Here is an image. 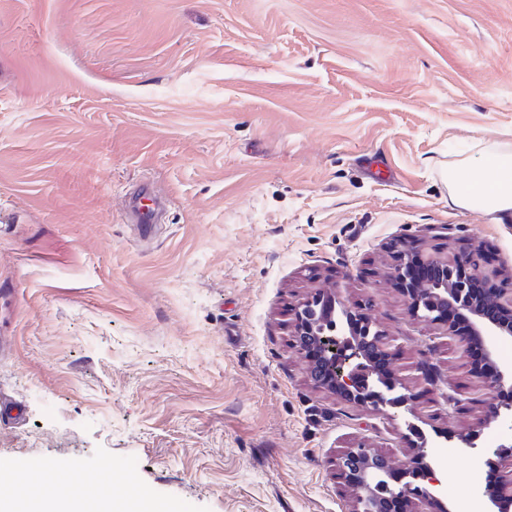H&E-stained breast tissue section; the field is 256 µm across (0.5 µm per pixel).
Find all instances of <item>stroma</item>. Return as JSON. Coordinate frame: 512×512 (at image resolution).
I'll list each match as a JSON object with an SVG mask.
<instances>
[{
    "instance_id": "35a3bbf8",
    "label": "stroma",
    "mask_w": 512,
    "mask_h": 512,
    "mask_svg": "<svg viewBox=\"0 0 512 512\" xmlns=\"http://www.w3.org/2000/svg\"><path fill=\"white\" fill-rule=\"evenodd\" d=\"M481 140L512 146V0H0V460L172 512H355L334 461L363 444L475 512L496 392L393 272L512 291V221L442 177ZM318 297L369 319L402 404L314 383Z\"/></svg>"
}]
</instances>
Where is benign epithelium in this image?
I'll return each instance as SVG.
<instances>
[{
    "label": "benign epithelium",
    "instance_id": "7a95c632",
    "mask_svg": "<svg viewBox=\"0 0 512 512\" xmlns=\"http://www.w3.org/2000/svg\"><path fill=\"white\" fill-rule=\"evenodd\" d=\"M439 275L423 279L412 289L411 311L432 323H448V308L465 304L473 314V335L480 337L484 353L493 367L488 384L495 390L512 387V367L501 368L497 363L496 337L512 340V297L503 294L496 296L495 302L504 315L501 320L486 316L475 300L466 296V283L453 275V265L449 261H437ZM297 343L301 349L307 344L319 348L324 364L323 374L312 372L314 381L335 391L336 394L350 397L359 403L373 401L387 402L384 391L391 390L392 384L374 366L370 353L378 349V334L371 332L370 326L348 323L347 328L337 326L334 311L330 304L318 301L304 305L298 314ZM495 418L499 421L500 438L496 447L480 452L476 457L471 474V484L476 494L488 506L499 505L512 500V475H501L493 486H487L482 479L483 457L512 455V404L497 402L493 406ZM336 475L355 492L357 512H385V501L389 499L420 504H434L438 501L436 492L440 480L430 465L416 467L409 461L407 470L414 471L428 486L411 491V484L394 485L389 480L392 464L389 458L370 447L350 448L336 457Z\"/></svg>",
    "mask_w": 512,
    "mask_h": 512
}]
</instances>
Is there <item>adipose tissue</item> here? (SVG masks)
<instances>
[{
	"label": "adipose tissue",
	"instance_id": "1",
	"mask_svg": "<svg viewBox=\"0 0 512 512\" xmlns=\"http://www.w3.org/2000/svg\"><path fill=\"white\" fill-rule=\"evenodd\" d=\"M448 188L452 201L460 207L512 215V150L487 147L476 158L455 161L448 167ZM58 476V471L43 461L31 475L17 463L0 461V512H168L167 505L149 502L137 489L122 502H115L96 480L80 484L61 481L53 498L37 493L38 484Z\"/></svg>",
	"mask_w": 512,
	"mask_h": 512
}]
</instances>
